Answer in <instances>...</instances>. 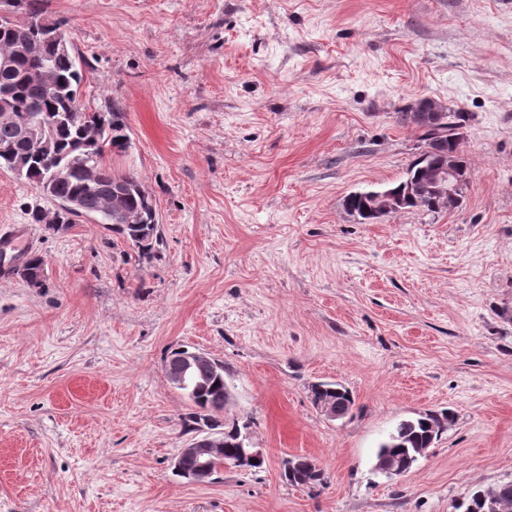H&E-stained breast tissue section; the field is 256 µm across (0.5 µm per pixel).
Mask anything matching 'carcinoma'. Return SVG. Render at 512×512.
<instances>
[{"label":"carcinoma","instance_id":"cac0c4a2","mask_svg":"<svg viewBox=\"0 0 512 512\" xmlns=\"http://www.w3.org/2000/svg\"><path fill=\"white\" fill-rule=\"evenodd\" d=\"M20 6L26 17L13 21L12 25L0 29V53L11 50L14 43L22 38L42 43L41 58L49 61L54 73V86L49 88L29 75V70L39 66V62L30 61L19 70L4 73L0 71V87L7 85L13 94L15 111L26 112L37 108L54 125L55 152L49 157L34 160L22 153L16 143L15 128L12 124L0 121V168L15 169L17 162H22L20 178L40 188L47 181L56 162L71 165L73 173L70 178L56 184L53 200L58 204L69 197L81 198L84 210L97 217L104 224H117L115 232L133 243L141 236L154 240L158 237L157 225L152 223L149 214L153 198L140 179L133 172H117L104 162L105 155H122L130 146L126 126L115 119L117 113L110 112V118H100L96 112H73L71 103L79 95V86L83 75L78 67L76 57L59 55L52 50L49 35L58 29L41 17L40 12L29 0H22ZM460 115L450 112L447 118L434 128L419 127L420 140L427 142L439 140L450 146L461 137L459 132ZM99 157L94 183L87 187L80 176V165L86 153ZM443 162V155L428 153L415 158L409 165L406 179H420L421 169ZM125 188V207L121 216L100 213L103 202L119 186ZM346 211L361 219H367L364 209L367 196L357 192L347 195L343 202ZM193 380L200 382L191 404L195 411L182 420L186 433L200 432V425L224 428V460L237 463L241 448L238 445L239 432L244 426L239 421L223 422L225 390L228 384L224 370L213 371L201 367L193 373ZM313 403L334 401L342 406L352 405L354 400L350 392L342 385L322 382L311 386ZM439 426V416L428 412L415 418L400 422L389 438L380 443L376 457L390 456L404 458L414 453L417 448H429L432 444L433 427ZM317 473L316 482L323 481V473L314 460L305 456L291 459L290 471L284 473L285 479L292 485H306L312 473ZM495 499L501 509L512 510V481L494 486Z\"/></svg>","mask_w":512,"mask_h":512}]
</instances>
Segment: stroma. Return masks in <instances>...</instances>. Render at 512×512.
I'll return each instance as SVG.
<instances>
[{
    "mask_svg": "<svg viewBox=\"0 0 512 512\" xmlns=\"http://www.w3.org/2000/svg\"><path fill=\"white\" fill-rule=\"evenodd\" d=\"M37 2L86 110L121 112L111 163L158 241L55 230L0 168V234L26 225L46 261L38 287L0 266V512H456L512 481V0ZM426 97L466 118L462 203L362 222L344 198L405 178L423 144L397 114ZM182 345L223 362L263 468L173 474ZM329 381L344 418L311 400ZM443 411L407 474L374 471L400 421ZM297 455L323 482L288 484ZM313 403L317 406L319 402H325L320 405V410L331 419L342 418L348 414L342 407L344 404L353 406L354 400L350 392L341 384L333 382H322L311 386ZM338 404V405H337Z\"/></svg>",
    "mask_w": 512,
    "mask_h": 512,
    "instance_id": "stroma-1",
    "label": "stroma"
}]
</instances>
